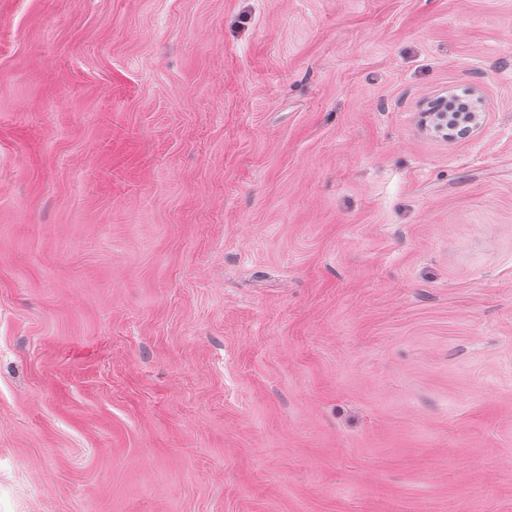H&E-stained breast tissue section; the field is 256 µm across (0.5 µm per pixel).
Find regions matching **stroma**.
Segmentation results:
<instances>
[{"label": "stroma", "mask_w": 512, "mask_h": 512, "mask_svg": "<svg viewBox=\"0 0 512 512\" xmlns=\"http://www.w3.org/2000/svg\"><path fill=\"white\" fill-rule=\"evenodd\" d=\"M0 512H512V0H0ZM447 101L448 106L445 104ZM447 101L436 102L430 114L436 115V119L440 122L439 127H443L444 124L448 126V136H451L456 133L455 129L451 126V122L454 120V113L473 112L474 101L468 95L455 92L448 93Z\"/></svg>", "instance_id": "35a3bbf8"}]
</instances>
